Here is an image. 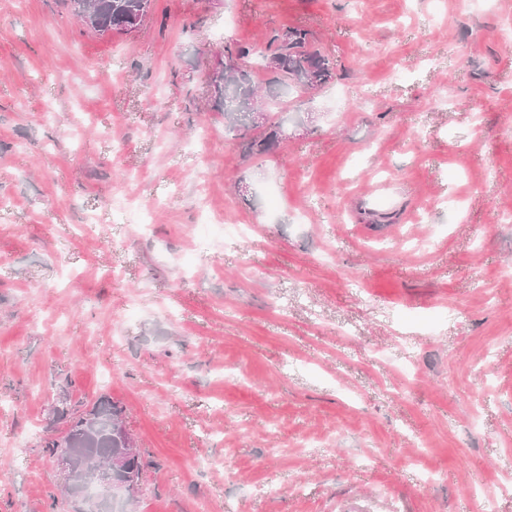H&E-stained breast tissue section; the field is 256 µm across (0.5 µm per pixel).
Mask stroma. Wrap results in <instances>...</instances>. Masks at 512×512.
<instances>
[{"label":"stroma","instance_id":"35a3bbf8","mask_svg":"<svg viewBox=\"0 0 512 512\" xmlns=\"http://www.w3.org/2000/svg\"><path fill=\"white\" fill-rule=\"evenodd\" d=\"M297 25L336 76L243 154L208 77ZM102 397L135 512H512V0H153L103 35L0 0V512H76L42 443ZM244 228L237 224H209L202 223L196 226V233L198 239L203 242L209 240L223 238V237H236L244 235Z\"/></svg>","mask_w":512,"mask_h":512}]
</instances>
